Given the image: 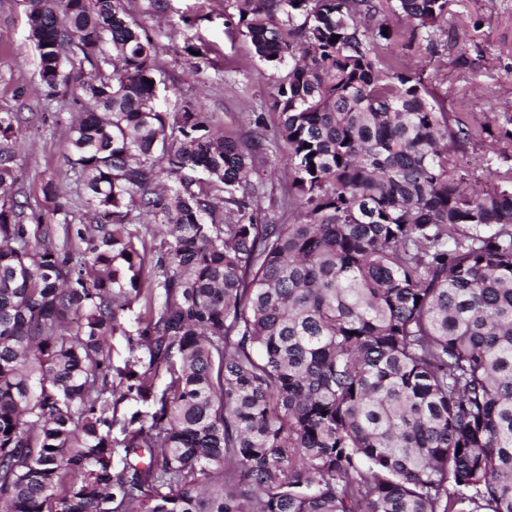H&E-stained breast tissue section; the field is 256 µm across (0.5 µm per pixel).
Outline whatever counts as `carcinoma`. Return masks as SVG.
Wrapping results in <instances>:
<instances>
[{"mask_svg": "<svg viewBox=\"0 0 512 512\" xmlns=\"http://www.w3.org/2000/svg\"><path fill=\"white\" fill-rule=\"evenodd\" d=\"M450 2L236 0L288 67L296 219L266 224L263 114L246 146L162 110L125 0H27L105 220L74 223L52 178L27 217L0 112V512H512V167L466 191L455 149L485 121L385 53L397 16L432 54Z\"/></svg>", "mask_w": 512, "mask_h": 512, "instance_id": "carcinoma-1", "label": "carcinoma"}]
</instances>
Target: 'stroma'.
<instances>
[{
    "instance_id": "1",
    "label": "stroma",
    "mask_w": 512,
    "mask_h": 512,
    "mask_svg": "<svg viewBox=\"0 0 512 512\" xmlns=\"http://www.w3.org/2000/svg\"><path fill=\"white\" fill-rule=\"evenodd\" d=\"M225 0H169L166 12H155L150 0H127L130 15L159 45L160 77L167 86L162 110L173 112L188 102L203 101L215 129L249 141L248 113L260 112L267 127L279 122L271 96L286 74L261 61L248 38L224 25ZM394 36L389 48L405 69L421 72L424 83L447 112H490L492 125L512 114V0H455L439 40L438 54L427 62L407 48L410 31L390 18ZM205 44L206 57L185 51L187 43ZM0 112L23 118L16 143L21 176L15 197L30 211L44 205L42 186L59 182L73 205L76 220L95 221L81 201L82 190L69 173L68 137L76 114L69 97L41 85L38 55L29 38L24 0H0ZM471 191L497 187L498 169L512 166V146L491 153L487 143L465 145L458 152ZM284 153L259 161L253 180L263 182V221L287 222L281 198L288 187Z\"/></svg>"
}]
</instances>
